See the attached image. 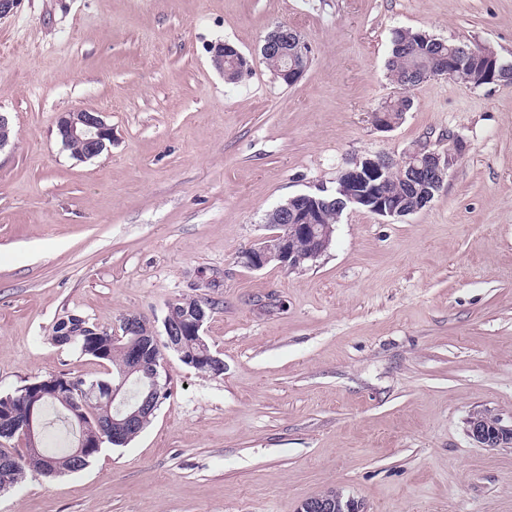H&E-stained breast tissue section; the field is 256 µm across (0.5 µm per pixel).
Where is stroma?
<instances>
[{"instance_id":"35a3bbf8","label":"stroma","mask_w":512,"mask_h":512,"mask_svg":"<svg viewBox=\"0 0 512 512\" xmlns=\"http://www.w3.org/2000/svg\"><path fill=\"white\" fill-rule=\"evenodd\" d=\"M280 24L311 49L291 86L261 55ZM397 28L512 59V0H22L0 21V394L111 372L53 343L72 314L160 334L200 299L224 361L166 352L170 395L138 437L29 471L0 512H297L333 489L364 512H512V446L467 435L474 412L512 418V83L425 80L378 130ZM78 108L112 128L92 159L57 133ZM457 141L423 209L345 210L298 271L240 263L270 210L333 192L352 160ZM411 109V100L409 97H393L389 100H386L377 112L372 114V119L374 124L382 129H388L394 127L399 123L405 114ZM387 112H389L390 119L387 116Z\"/></svg>"}]
</instances>
